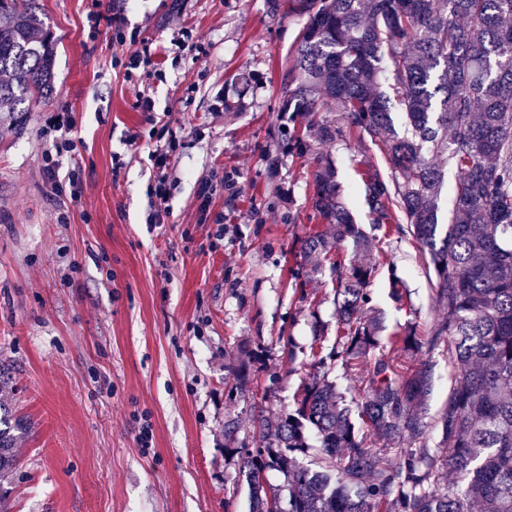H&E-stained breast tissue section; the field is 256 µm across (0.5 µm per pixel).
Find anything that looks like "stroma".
Returning <instances> with one entry per match:
<instances>
[{
  "mask_svg": "<svg viewBox=\"0 0 512 512\" xmlns=\"http://www.w3.org/2000/svg\"><path fill=\"white\" fill-rule=\"evenodd\" d=\"M39 3L60 40L54 92L22 121L0 120V402L31 424L4 485L9 512H249L239 451L263 444L255 415L292 408L312 372L314 325L324 346L336 339L331 284L301 290L290 276L320 225L313 166L289 154L280 114L281 64L300 23L269 0ZM96 12L108 21L94 36ZM117 30L134 44L113 40ZM133 48L154 59L139 75L150 112L124 79ZM164 111L180 145L170 215L155 226L147 185ZM60 112L83 182L62 224L41 133ZM313 148L334 160L345 206L370 230L359 172L380 164L377 149L352 130ZM225 176L237 196L216 192L200 209L201 184ZM360 259L376 269L385 334L432 325V283L411 240L389 238ZM395 276L412 308L391 299ZM247 352L255 375L239 389L231 369Z\"/></svg>",
  "mask_w": 512,
  "mask_h": 512,
  "instance_id": "1",
  "label": "stroma"
}]
</instances>
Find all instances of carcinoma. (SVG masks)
Returning a JSON list of instances; mask_svg holds the SVG:
<instances>
[{"label":"carcinoma","mask_w":512,"mask_h":512,"mask_svg":"<svg viewBox=\"0 0 512 512\" xmlns=\"http://www.w3.org/2000/svg\"><path fill=\"white\" fill-rule=\"evenodd\" d=\"M303 21L282 77L288 141L315 165L307 276L336 288V343L312 352L315 373L276 423L274 444L244 450L250 512H512V0H288ZM58 39L37 0H0V112H27L53 93ZM353 129L384 168L361 172L374 230L411 237L435 281L438 319L387 338L368 314L375 268L344 254L373 244L345 207L330 156ZM455 172L448 183V170ZM451 204L439 236L442 195ZM446 349L456 372L436 420L420 359ZM361 383L350 408L325 368ZM0 480L17 465L22 419L4 425ZM439 431L432 440L433 430ZM288 479V498L264 487Z\"/></svg>","instance_id":"carcinoma-1"}]
</instances>
